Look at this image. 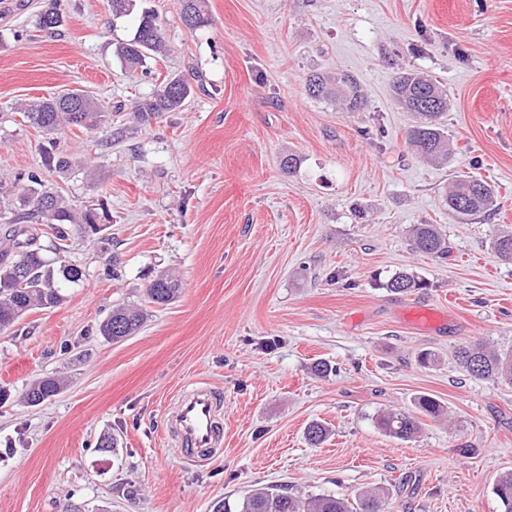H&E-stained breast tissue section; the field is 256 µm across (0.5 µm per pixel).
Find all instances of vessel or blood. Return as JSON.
Masks as SVG:
<instances>
[{"instance_id": "1", "label": "vessel or blood", "mask_w": 512, "mask_h": 512, "mask_svg": "<svg viewBox=\"0 0 512 512\" xmlns=\"http://www.w3.org/2000/svg\"><path fill=\"white\" fill-rule=\"evenodd\" d=\"M167 434L185 458L216 452L224 444V413L205 386L192 384L177 395L166 422Z\"/></svg>"}]
</instances>
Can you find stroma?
Returning a JSON list of instances; mask_svg holds the SVG:
<instances>
[{
    "label": "stroma",
    "instance_id": "1",
    "mask_svg": "<svg viewBox=\"0 0 512 512\" xmlns=\"http://www.w3.org/2000/svg\"><path fill=\"white\" fill-rule=\"evenodd\" d=\"M42 5L0 0V177L42 168L73 207L105 203L112 221L68 242L80 286L0 331V512H213L271 485L350 499L382 486L390 512H501L512 387L468 375L454 353L512 348V262L493 249L512 231V0H203L197 30L178 0H137L167 51L134 75L115 52L134 18L61 0L49 33ZM401 69L448 91L447 162L405 141L414 118L390 95ZM338 70L360 84L362 111L307 95L310 74ZM176 76L192 86L183 106L138 120L134 103ZM68 89L114 111L105 131L56 133L73 163L62 175L43 169L44 135L23 112ZM462 172L497 191L469 221L444 200ZM414 224L438 226L446 258L413 248ZM402 269L427 288L388 292ZM161 273L181 289L155 306L144 290ZM118 304L145 324L114 344L99 325ZM44 376L63 390L28 406ZM195 382L222 394L224 452L186 462L164 419ZM422 394L449 420L421 417L410 441L377 429V413L414 411ZM314 420L329 430L315 447Z\"/></svg>",
    "mask_w": 512,
    "mask_h": 512
}]
</instances>
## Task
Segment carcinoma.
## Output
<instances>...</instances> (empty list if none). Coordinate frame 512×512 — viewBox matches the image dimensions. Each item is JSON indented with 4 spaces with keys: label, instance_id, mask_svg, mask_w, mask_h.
<instances>
[{
    "label": "carcinoma",
    "instance_id": "1",
    "mask_svg": "<svg viewBox=\"0 0 512 512\" xmlns=\"http://www.w3.org/2000/svg\"><path fill=\"white\" fill-rule=\"evenodd\" d=\"M181 19L194 30L209 23L201 10L200 0H181ZM62 17L59 0H48L38 14L37 25L46 30L60 26ZM166 44L161 25L150 11H143L133 37L118 44L116 54L131 73L146 64V59L163 53ZM307 90L315 98L336 100L348 112H358L365 106L360 86L352 75L338 72L328 79L315 73L307 79ZM395 101L407 112L418 117V123L406 133L407 142L424 159L444 161L448 144L441 119L448 111V91L437 81L408 71L396 74L392 83ZM191 89L181 79L164 81L153 95L135 105L137 117L146 122L162 112L179 109ZM108 108L89 94L71 90L30 105L26 117L30 124L46 135L75 126L86 130H101L106 123ZM43 165L59 172L68 170L70 159L53 149V142L42 146ZM448 209L462 218L484 213L494 206L495 193L482 180L460 176L446 195ZM4 204L13 211V219L0 228V331L12 327L24 315L35 309L59 305L63 290L79 284L82 271L66 261V242L75 233L86 236L103 231L101 225L111 221L105 205L75 211L56 190L46 186L39 170H31L14 179L5 191ZM412 238L417 249L431 255L448 254V241L434 224H415ZM46 238V247L41 239ZM51 249L54 257L44 254ZM394 293H410L427 287V281L414 271L394 273L384 284ZM180 291L178 279L160 275L147 286L148 302L167 305ZM144 320L143 310L119 305L99 326L104 338L119 342L134 335ZM456 357L472 376L500 380L512 384V349H497L483 343L459 347ZM63 382L52 376L33 382L23 398L36 406L56 396ZM419 411L441 419L447 414L444 405L430 395L418 397ZM377 428L385 435L408 441L420 431L419 419L411 413L389 410L376 418ZM493 492L503 512H512V472L498 477ZM387 493L380 487L364 490L350 500L331 494H290L285 487H262L247 493L239 504V512H388Z\"/></svg>",
    "mask_w": 512,
    "mask_h": 512
}]
</instances>
